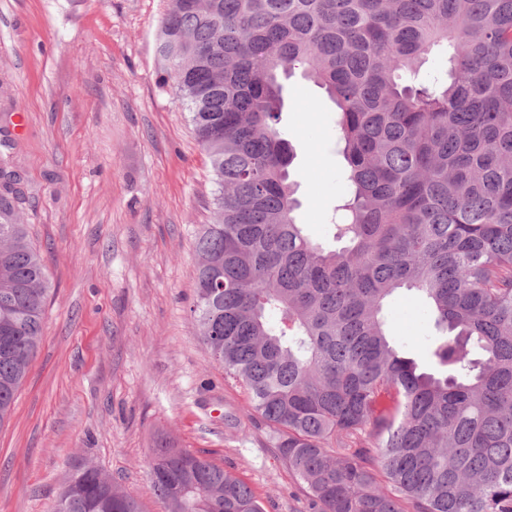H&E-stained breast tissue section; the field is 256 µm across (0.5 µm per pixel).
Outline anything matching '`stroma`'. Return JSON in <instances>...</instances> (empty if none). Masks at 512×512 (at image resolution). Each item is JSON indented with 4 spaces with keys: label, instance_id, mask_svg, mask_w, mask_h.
<instances>
[{
    "label": "stroma",
    "instance_id": "stroma-1",
    "mask_svg": "<svg viewBox=\"0 0 512 512\" xmlns=\"http://www.w3.org/2000/svg\"><path fill=\"white\" fill-rule=\"evenodd\" d=\"M168 0H0V156L19 178L18 223L45 264L43 335L0 426V512H47L93 464L144 512H163L146 467L161 440L223 465L265 512H311L243 390L200 342L193 242L212 219L210 162L161 85ZM299 223L337 248L348 195L336 107L285 83ZM397 347L428 372L437 331L416 295L387 311Z\"/></svg>",
    "mask_w": 512,
    "mask_h": 512
}]
</instances>
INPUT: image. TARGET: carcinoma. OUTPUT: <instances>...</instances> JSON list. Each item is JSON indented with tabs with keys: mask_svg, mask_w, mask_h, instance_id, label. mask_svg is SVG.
<instances>
[{
	"mask_svg": "<svg viewBox=\"0 0 512 512\" xmlns=\"http://www.w3.org/2000/svg\"><path fill=\"white\" fill-rule=\"evenodd\" d=\"M157 51L216 186L193 319L314 512H512V0H170ZM434 51L446 76L422 78ZM297 73L337 108L340 251L296 218L278 122ZM0 177L1 425L49 288ZM400 290L427 302L438 374L387 333ZM147 467L165 512H264L186 448ZM49 512L143 509L88 465Z\"/></svg>",
	"mask_w": 512,
	"mask_h": 512,
	"instance_id": "carcinoma-1",
	"label": "carcinoma"
}]
</instances>
